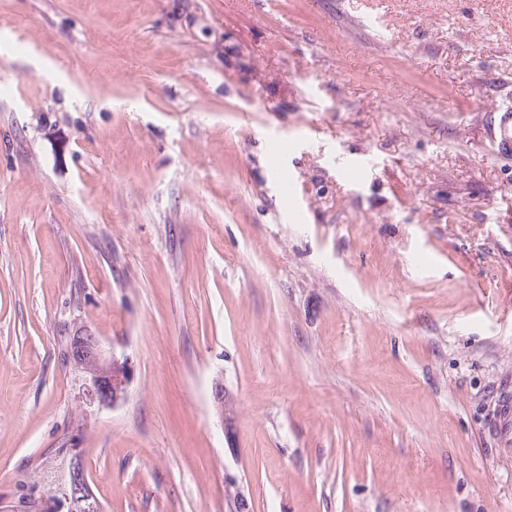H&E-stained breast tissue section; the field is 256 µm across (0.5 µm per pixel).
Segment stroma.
<instances>
[{
	"label": "stroma",
	"mask_w": 512,
	"mask_h": 512,
	"mask_svg": "<svg viewBox=\"0 0 512 512\" xmlns=\"http://www.w3.org/2000/svg\"><path fill=\"white\" fill-rule=\"evenodd\" d=\"M374 2L0 0V496L77 448L106 512H512V0ZM494 152L497 155H512V106L501 105L492 111L490 117ZM77 336H80L78 345L80 346L79 355L81 358L74 357L71 336H64L61 340L60 350L61 359L64 363L67 364L72 355L75 363L71 364V369L78 372V376L80 374L83 378L90 377L86 373L88 371L97 372L100 370V366L83 359L96 361L104 365L103 371L94 374L96 380H88L83 387L81 391L83 404L88 410H100L115 406L124 397L129 384L127 359H119L115 356L113 359L105 358L99 341L85 330H80ZM79 365L81 366L80 370ZM213 402L216 407L225 435L229 433L230 426L235 417V402L230 395L224 394V386L221 383H215ZM497 430L500 439V451L512 455V399L504 397L499 406Z\"/></svg>",
	"instance_id": "35a3bbf8"
}]
</instances>
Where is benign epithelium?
I'll return each instance as SVG.
<instances>
[{"label": "benign epithelium", "instance_id": "benign-epithelium-1", "mask_svg": "<svg viewBox=\"0 0 512 512\" xmlns=\"http://www.w3.org/2000/svg\"><path fill=\"white\" fill-rule=\"evenodd\" d=\"M78 336L81 358L104 365L102 371L95 373L96 380L87 382L83 387V404L94 410L116 405L124 397L129 384L127 359H107L94 336L84 330L79 331ZM213 402L224 431H229L235 417V402L231 396L224 394V386L221 383L214 385ZM61 494L67 501L80 506V512H101V505L76 459L73 460L70 479L61 487Z\"/></svg>", "mask_w": 512, "mask_h": 512}]
</instances>
